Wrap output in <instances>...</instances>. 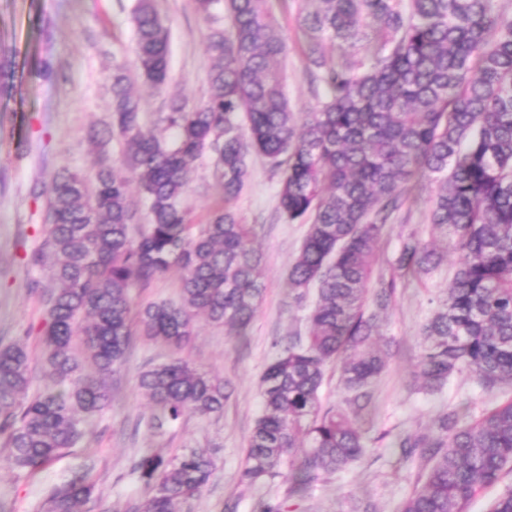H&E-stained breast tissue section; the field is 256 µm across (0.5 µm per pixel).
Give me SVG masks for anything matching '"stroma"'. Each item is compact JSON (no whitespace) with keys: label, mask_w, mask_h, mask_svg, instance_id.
I'll return each instance as SVG.
<instances>
[{"label":"stroma","mask_w":512,"mask_h":512,"mask_svg":"<svg viewBox=\"0 0 512 512\" xmlns=\"http://www.w3.org/2000/svg\"><path fill=\"white\" fill-rule=\"evenodd\" d=\"M131 0H0V44L13 51L14 90L0 98V344L24 342L38 353L45 307L40 297L49 281L28 258L43 240L46 202L36 186L48 183L63 167L89 173L96 147L89 127L105 128L112 92L107 75L113 62L133 63L134 30ZM170 30L171 89L188 104L207 97L211 60L204 50L207 24L194 0H155ZM269 7L288 38L286 92L294 111L316 104L298 49L303 32L293 0H270ZM51 64L54 75L39 71ZM278 177L261 157H252L248 182L234 203L250 224L263 254L265 294L245 335L199 322L183 356L192 365L223 377L231 389L221 416L187 414L165 435L149 426L151 410L137 387L139 372L168 361L172 353L159 342L133 335L127 361L114 379L112 406L96 416V439L89 447L61 455L40 472L0 470V507L5 512H44L48 490L83 471L96 482L93 502L83 512H127L145 492L133 467L145 450L165 456L189 447L209 448L214 461L211 480L184 512H260L264 503L284 512H355L372 504L376 512H399L422 480L426 462L420 456L400 459L393 446L397 435L426 433L439 412L450 407L465 417L479 415L512 398V386L487 393L469 373L449 378L441 392L419 390L412 372L420 356L421 327L454 272L445 261L422 280L398 289L382 325L393 343V355L373 389V406L364 420L369 454L349 470L322 475L301 494H290L288 474L265 483L242 482L240 470L247 439L261 409L259 379L279 341L304 331L305 306L297 304L287 285L307 227L278 217ZM433 187L412 188L408 211L387 230L375 267L389 271L402 237L409 231L427 234ZM222 197L221 180L212 158L200 160L186 200L190 220L206 223Z\"/></svg>","instance_id":"obj_1"}]
</instances>
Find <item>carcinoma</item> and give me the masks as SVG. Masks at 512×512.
<instances>
[{
  "label": "carcinoma",
  "mask_w": 512,
  "mask_h": 512,
  "mask_svg": "<svg viewBox=\"0 0 512 512\" xmlns=\"http://www.w3.org/2000/svg\"><path fill=\"white\" fill-rule=\"evenodd\" d=\"M300 51L317 103L297 113L285 92L290 51L268 0H195L209 24L213 64L205 101L168 98L162 134L144 132V101L128 66L109 81L112 121L89 137L121 146L117 174L103 153L92 177L67 168L37 192L46 197L43 243L29 260L51 283L40 336V368L22 343L0 346V468L34 475L91 440V419L112 406L132 326L177 355L139 372L159 435L187 412H224V378L178 356L202 317L241 336L265 292L263 256L233 207L263 156L279 177L277 210L308 225L288 270L302 303L316 289L303 336L292 335L260 379V414L247 440L241 480L256 484L289 467L291 491L346 470L370 448L362 421L389 351L375 343L380 317L409 277L442 261L440 234L456 255L444 298L422 328L419 389L434 393L468 370L485 392L512 385V14L493 0H296ZM135 69L154 92L170 81V30L154 0H134ZM341 51L337 61L327 45ZM0 49V92L13 84ZM215 157L224 205L192 231L184 201L191 174ZM140 194L134 201L131 184ZM436 186L431 239L405 235L389 272L375 271L388 224L412 184ZM143 202L146 224L131 235ZM172 267L179 300L135 304ZM336 363L345 405L320 389ZM45 386L31 391L35 373ZM403 457L430 462L400 512H465L481 488L512 473V400L463 422L450 409L432 434L395 442ZM214 463L202 447L165 458L143 453L134 466L148 489L132 512H182L201 495ZM95 482L85 471L55 487L45 512H81Z\"/></svg>",
  "instance_id": "carcinoma-1"
}]
</instances>
